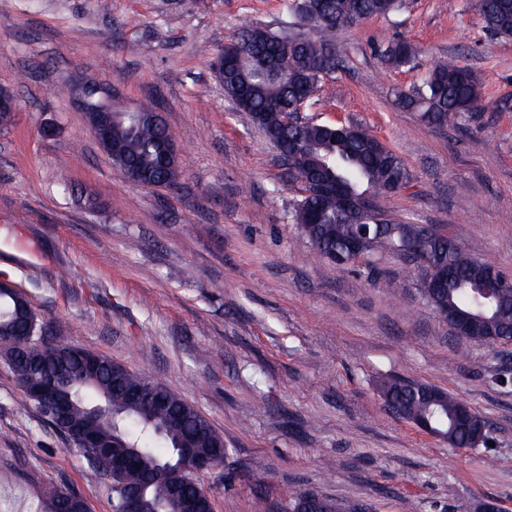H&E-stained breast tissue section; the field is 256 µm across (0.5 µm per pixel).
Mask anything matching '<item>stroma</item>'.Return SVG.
Wrapping results in <instances>:
<instances>
[{
  "label": "stroma",
  "instance_id": "1",
  "mask_svg": "<svg viewBox=\"0 0 512 512\" xmlns=\"http://www.w3.org/2000/svg\"><path fill=\"white\" fill-rule=\"evenodd\" d=\"M293 17L284 0H0V282L22 290L48 336L161 382L223 434L205 484L217 512H289L315 490L344 512H512V344L458 338L387 251L342 269L291 221L299 188L210 55L248 27ZM395 38L422 53L383 65ZM342 68L305 117L355 122L404 162L391 218L432 224L512 273V39L475 0H405L337 31ZM477 70L486 110L432 128L398 106L439 58ZM104 80L122 105L154 99L182 154L177 188L123 178L65 85ZM395 376L446 390L484 416L456 448L383 407ZM113 512L109 481L27 400L0 361V498L48 512L47 484Z\"/></svg>",
  "mask_w": 512,
  "mask_h": 512
}]
</instances>
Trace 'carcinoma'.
<instances>
[{
	"label": "carcinoma",
	"mask_w": 512,
	"mask_h": 512,
	"mask_svg": "<svg viewBox=\"0 0 512 512\" xmlns=\"http://www.w3.org/2000/svg\"><path fill=\"white\" fill-rule=\"evenodd\" d=\"M402 6L400 0H288L289 11L298 19L301 30L295 40L282 39L279 33L263 27L242 31L250 47L236 38L224 45V52L238 54L236 62L224 68L221 82L224 95L238 112L247 113L274 146L296 149L297 157L288 167L289 182L303 187L320 179L327 190L302 195L293 205L292 222L309 240L315 252L334 262L344 253L347 242L360 230L355 211L360 199L376 200L379 223L368 229L364 252L385 248L400 254V241L413 235L422 256L434 264H446L454 276L445 286L422 289L423 296L436 309L463 314L480 310L499 314L496 327L500 335L494 342L512 341V279L489 297L483 306L472 286L481 281L492 267L476 264L462 248L448 249L443 233L433 227L393 222L384 214V202L403 189L409 173L401 158L391 149L378 153L380 140L367 128L357 125L345 136H337L338 125L309 121L288 127L286 116L296 111L299 97L313 99L323 80V69L339 68L342 58L334 40L336 31L374 17L389 16ZM483 28L493 36L512 37V0H476ZM420 48L407 40L388 43L380 53L382 62L394 69L412 66ZM482 78L477 72L457 64L454 58L437 61L422 83L398 93L402 107L420 113L428 124L458 127L467 117L484 109ZM143 115L137 119L112 115L110 139L102 148L119 172L144 174L161 188L178 184L184 171L182 163L158 164L159 148L171 137L156 101L139 106ZM41 326L31 305L21 301L16 292L0 293V353L13 358L12 372L23 393L40 382L49 370L61 373L77 368L75 354L84 349L74 343L45 344ZM26 336L19 346L16 337ZM144 381V376L124 371L112 375V360L102 357L98 373L84 379L74 378L60 391L70 403L60 429L75 434L89 429L99 438L107 454L121 455L136 451L149 465L165 461L177 465L176 445L190 441L202 457L218 459L224 452L221 434L193 405L177 393L166 390L160 402L147 407L128 405L130 391ZM384 405L393 414L448 434L453 446H470L471 433L452 432L460 400L428 384L398 377L379 383ZM178 415L184 421L179 431L166 427L167 419ZM142 469L129 470L113 480L110 492L120 498L122 490L138 484ZM169 495L166 478L158 479L146 490L144 512H164ZM45 496L50 512H89L85 499L76 492L65 495L52 486Z\"/></svg>",
	"instance_id": "1"
}]
</instances>
